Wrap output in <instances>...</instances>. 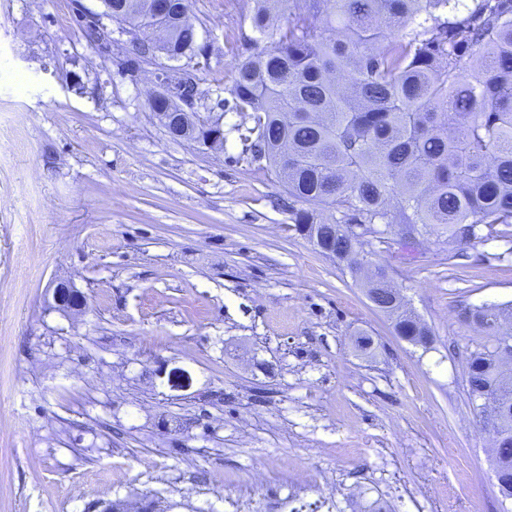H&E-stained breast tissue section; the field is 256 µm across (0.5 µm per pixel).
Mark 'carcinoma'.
Masks as SVG:
<instances>
[{"instance_id":"carcinoma-1","label":"carcinoma","mask_w":512,"mask_h":512,"mask_svg":"<svg viewBox=\"0 0 512 512\" xmlns=\"http://www.w3.org/2000/svg\"><path fill=\"white\" fill-rule=\"evenodd\" d=\"M160 50L203 56L191 0H178ZM145 0H112L82 27L90 44L112 20L144 30ZM258 50L239 61L224 110L250 120L234 127L246 150L305 209L295 230L317 239L354 275L371 245L344 225L415 224L460 248L509 236L512 227V0H251L246 14ZM288 144L283 159L281 144ZM503 229H497V226ZM398 336L429 350L432 334L405 300L383 309ZM488 336L467 362V391L499 395L493 467L512 499V367L498 355L512 337V305L467 311Z\"/></svg>"}]
</instances>
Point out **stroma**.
I'll return each instance as SVG.
<instances>
[{
    "label": "stroma",
    "instance_id": "35a3bbf8",
    "mask_svg": "<svg viewBox=\"0 0 512 512\" xmlns=\"http://www.w3.org/2000/svg\"><path fill=\"white\" fill-rule=\"evenodd\" d=\"M81 6L102 2L0 0V512L293 494L329 512L328 478L343 489L330 512H512L467 394L484 331L462 316L512 301V240L467 245L453 267L427 237L403 259L388 228L372 259L434 336L408 343L299 235L301 202L236 134L215 149L166 136L148 97L167 59L121 74L125 49L88 48ZM192 10L212 106L250 51L248 4ZM58 280L83 310H55ZM282 459L311 486L293 490Z\"/></svg>",
    "mask_w": 512,
    "mask_h": 512
}]
</instances>
